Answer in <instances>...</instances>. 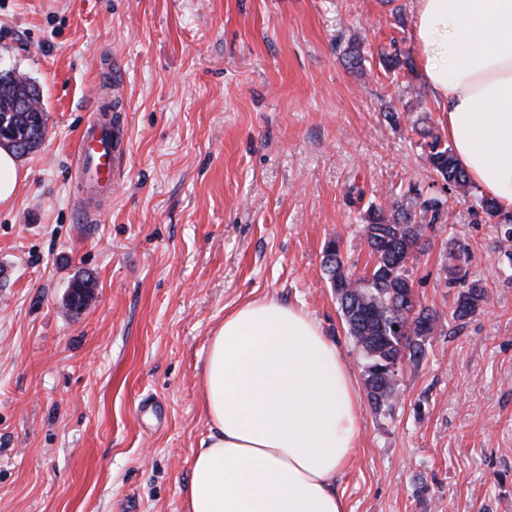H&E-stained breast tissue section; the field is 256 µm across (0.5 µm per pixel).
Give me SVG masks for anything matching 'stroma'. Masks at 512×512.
<instances>
[{
	"mask_svg": "<svg viewBox=\"0 0 512 512\" xmlns=\"http://www.w3.org/2000/svg\"><path fill=\"white\" fill-rule=\"evenodd\" d=\"M413 7L0 0V74L29 79L47 113L0 206V512H185L209 338L248 300L301 306L364 381L324 247L340 240L360 272L369 204L417 211L412 185L448 202L408 265L434 331L389 409L361 399L336 487L346 512H512V240L435 183L418 132L444 134V115L418 74L379 63L390 39L414 50ZM101 99L125 154L90 224L73 172ZM455 241L487 295L459 322ZM80 277L94 298L71 310ZM467 254V248L461 243H455L450 247L448 252V267L446 268L447 281H466V271L463 269L461 262L463 260V256Z\"/></svg>",
	"mask_w": 512,
	"mask_h": 512,
	"instance_id": "35a3bbf8",
	"label": "stroma"
}]
</instances>
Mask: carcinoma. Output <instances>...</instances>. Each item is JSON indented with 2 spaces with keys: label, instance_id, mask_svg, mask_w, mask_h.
Here are the masks:
<instances>
[{
  "label": "carcinoma",
  "instance_id": "obj_1",
  "mask_svg": "<svg viewBox=\"0 0 512 512\" xmlns=\"http://www.w3.org/2000/svg\"><path fill=\"white\" fill-rule=\"evenodd\" d=\"M380 64L387 71L414 70L410 54L403 52L398 40H390V49L380 54ZM35 86L15 76L0 75V135L13 142L12 150L26 155L42 142L46 129V112H24L16 108L21 99L36 100ZM419 146L437 177L448 188L468 191L470 182L454 159L452 149L439 136L421 130ZM481 209L490 217L500 218V231L512 240V216L500 213L488 200L479 199ZM448 201L431 196L420 203L419 212L411 213L395 202L391 212L372 205L363 225V238L372 257V264L352 276L340 250V241L331 240L326 246L323 269L336 291L350 336L360 347L365 360L366 386L369 399L376 410L392 404L396 382L388 376L389 363L405 358L419 362L425 355L427 336L434 330L435 315L428 309L416 307L410 301L413 282L407 264L424 251L425 228L440 224ZM467 248L455 243L448 252L446 279L454 282L466 279L463 256ZM486 302L484 285L479 281L467 284L453 311L460 321L473 314Z\"/></svg>",
  "mask_w": 512,
  "mask_h": 512
}]
</instances>
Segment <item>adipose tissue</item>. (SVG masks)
I'll list each match as a JSON object with an SVG mask.
<instances>
[{"label":"adipose tissue","mask_w":512,"mask_h":512,"mask_svg":"<svg viewBox=\"0 0 512 512\" xmlns=\"http://www.w3.org/2000/svg\"><path fill=\"white\" fill-rule=\"evenodd\" d=\"M418 69L459 167L512 210V0H415ZM209 433L186 512H345L336 479L357 444L355 376L301 307L246 302L212 333Z\"/></svg>","instance_id":"ef3b65f1"}]
</instances>
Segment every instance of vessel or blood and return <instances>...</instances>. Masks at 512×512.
Segmentation results:
<instances>
[{"instance_id":"1","label":"vessel or blood","mask_w":512,"mask_h":512,"mask_svg":"<svg viewBox=\"0 0 512 512\" xmlns=\"http://www.w3.org/2000/svg\"><path fill=\"white\" fill-rule=\"evenodd\" d=\"M123 155L124 145L114 135L111 119L94 113L82 127L76 146L79 176L75 199L87 219H96L91 203L100 192L111 190L112 174Z\"/></svg>"}]
</instances>
